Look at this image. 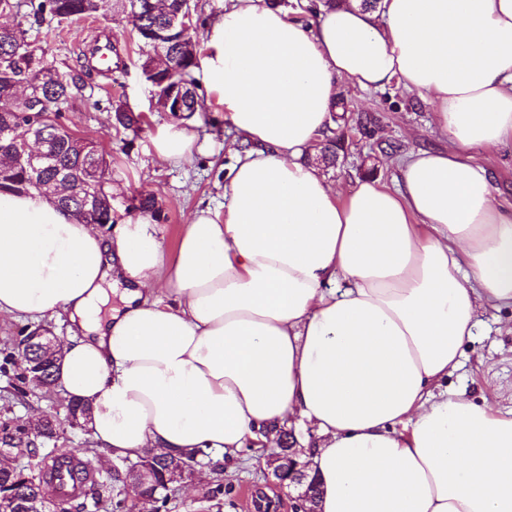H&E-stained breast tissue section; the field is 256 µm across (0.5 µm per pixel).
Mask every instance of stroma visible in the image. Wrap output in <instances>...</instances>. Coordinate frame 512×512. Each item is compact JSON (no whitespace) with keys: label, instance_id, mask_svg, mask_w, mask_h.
Listing matches in <instances>:
<instances>
[{"label":"stroma","instance_id":"1","mask_svg":"<svg viewBox=\"0 0 512 512\" xmlns=\"http://www.w3.org/2000/svg\"><path fill=\"white\" fill-rule=\"evenodd\" d=\"M129 12L127 0H119L117 8L105 17L61 21L46 15L39 20H24L23 26L49 63L75 75L82 72L83 47L96 35L111 36L122 59L120 68L96 72L85 79L62 120L75 135L99 143L105 151L110 163L106 188L112 197L115 224L136 220L137 213L131 208L134 198L155 195L161 206V216L155 222L157 234L172 249L197 208L223 209L224 185L242 154L241 143L225 122L223 107L203 89L199 92L203 110L188 121L197 137L191 162L158 160L153 139L160 128L174 124L175 119L157 106L151 86L141 73V49ZM338 96L348 113H368L379 121L374 137L350 141L335 166L320 167V174L343 190L352 189L369 169L376 171L383 185H395L399 158L383 152L381 142L397 143L406 152L445 144L444 138L432 130L429 105L409 93L401 81H392L378 90H363L344 80L338 86ZM118 100L143 116L138 131L115 127L109 110ZM474 161L486 170L502 202L512 205V145L476 150ZM21 371L16 361L0 365V418L25 421L36 413L65 417L67 404L59 391L35 388L24 400L14 397L13 387ZM447 386L474 403L489 405L504 414L512 412V308L481 309L478 325ZM92 439L86 430L71 428L55 448L58 453L92 461L98 482L105 483L118 461L104 446H92ZM218 464L224 467L227 498L243 512H250L251 492L255 485L264 483L267 473L265 460L255 448L226 461L210 455L198 466L195 477L178 485L169 512H205L203 498Z\"/></svg>","mask_w":512,"mask_h":512}]
</instances>
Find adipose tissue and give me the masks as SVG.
Segmentation results:
<instances>
[{
	"mask_svg": "<svg viewBox=\"0 0 512 512\" xmlns=\"http://www.w3.org/2000/svg\"><path fill=\"white\" fill-rule=\"evenodd\" d=\"M198 60L250 148L224 209L168 254L149 217L109 238L44 197L0 194V315L68 313L57 369L112 455H233L308 422L319 512H512V415L440 386L484 306H512V207L478 149L512 143V0H381L311 26L231 0ZM447 145L396 188L347 194L307 166L340 81L393 80ZM194 131L154 140L192 157Z\"/></svg>",
	"mask_w": 512,
	"mask_h": 512,
	"instance_id": "1",
	"label": "adipose tissue"
}]
</instances>
